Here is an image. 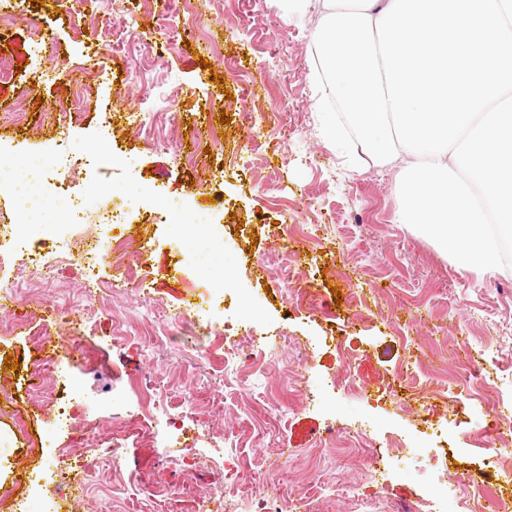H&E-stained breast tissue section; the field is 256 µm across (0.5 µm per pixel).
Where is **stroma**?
<instances>
[{"label":"stroma","instance_id":"obj_1","mask_svg":"<svg viewBox=\"0 0 512 512\" xmlns=\"http://www.w3.org/2000/svg\"><path fill=\"white\" fill-rule=\"evenodd\" d=\"M16 9L26 20L9 24ZM323 17L320 0L303 10L284 0H216L198 23L179 24L174 39L157 37L154 65L142 74L112 34H75L58 0L0 6V49L23 67L0 82V173L30 180L13 162L43 161L63 136L78 160L66 195L40 198L31 211L32 221L64 223L68 197L86 205L67 247L46 231L32 235L34 249L61 256L55 287L76 292L111 279V259L93 271L80 259L84 238L107 249L130 236L144 246L127 263L145 277L147 296L116 287L92 301L85 330L73 334L65 366L84 401L74 430L52 445L80 449L68 464L84 462L95 481L80 502L61 499L64 512H201L227 485L282 512H435L433 488L462 476L512 503L502 486L512 444L491 454L495 422L484 403L488 384L512 403V274L460 268L397 223L400 163L365 156L349 165L323 136L312 83ZM113 18L148 34L170 23L156 0H115ZM48 32L59 55L45 50ZM92 57L108 73L90 68ZM80 81L90 101L72 124L66 114ZM148 107L175 113L160 130L166 149L133 121ZM14 112L22 122L11 121ZM223 113L229 123H219ZM115 208L129 211L127 223L100 225L99 214ZM184 212L212 224L184 234ZM214 251L227 269L207 263ZM287 268L308 300L281 288ZM148 307L165 329L149 354ZM196 314L212 321L190 349L182 321ZM119 316L128 339L117 345ZM12 319L22 327L0 338V399L13 395L20 415L0 414V456L12 463L0 472V512L24 497L23 477L40 466L39 439L52 428L54 407L30 395L34 362L68 333L47 305L6 302L0 320ZM228 319L286 342L273 344L264 365L225 370ZM296 347L306 370L290 365ZM8 355L20 371L4 365ZM129 373L164 417L138 411ZM215 398L223 415L209 412ZM117 418L128 426L118 478L97 454L111 445ZM331 428L366 430V448L319 454L317 440ZM145 485L156 492L148 509Z\"/></svg>","mask_w":512,"mask_h":512}]
</instances>
